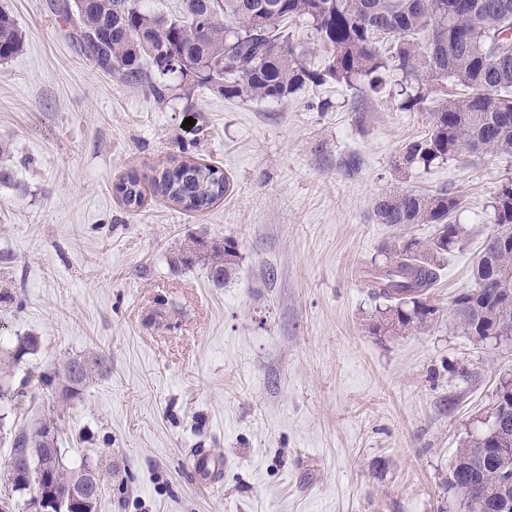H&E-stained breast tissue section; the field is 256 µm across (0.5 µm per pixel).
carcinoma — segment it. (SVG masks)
<instances>
[{"label":"carcinoma","instance_id":"1","mask_svg":"<svg viewBox=\"0 0 512 512\" xmlns=\"http://www.w3.org/2000/svg\"><path fill=\"white\" fill-rule=\"evenodd\" d=\"M127 0H56L55 13L72 28L80 52L97 68L129 85L148 83L165 99L179 87L210 86L226 98L281 100L326 78L357 82L378 91L391 72L411 80L403 105L429 112L428 134L411 142L405 158L425 167L469 153L512 156V50L497 52L491 39L512 29V0H266L275 7L267 23L253 25L260 0H182L181 17L167 21L146 9L127 11ZM212 14L207 38L196 35V15ZM303 21L329 49L318 71L295 51L288 28ZM163 39L166 67L145 51L142 41ZM23 31L14 16L0 9V61L15 55ZM154 194L193 211L210 208L228 189L224 173L184 160L166 167L151 180ZM132 210L145 195L139 178L129 175L115 185ZM458 200L446 191L401 190L379 196L374 215L381 224H435L438 233L427 243L395 246L386 261L366 271L367 284L386 307L378 311L373 331L379 334L422 329L436 307L425 295L437 282L438 262L459 242L465 228L451 220ZM495 233L487 237L484 255L473 268L472 288L451 301L453 321L466 335L481 339L512 337V180L494 198ZM213 282L222 283L237 265L234 245L210 243L206 249ZM29 336L15 347L0 340V366L35 351ZM108 369L106 358L72 359L41 382L61 381L60 401L70 405L92 378ZM496 425L457 450L445 483L448 512H512V488L502 489L505 456H512V402L496 404ZM37 425L11 431V461L29 460L31 449L53 457L57 479L76 484L92 476L100 493L106 485L97 467L63 463L58 434L35 442Z\"/></svg>","mask_w":512,"mask_h":512}]
</instances>
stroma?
<instances>
[{"label":"stroma","instance_id":"stroma-1","mask_svg":"<svg viewBox=\"0 0 512 512\" xmlns=\"http://www.w3.org/2000/svg\"><path fill=\"white\" fill-rule=\"evenodd\" d=\"M52 3L0 0L26 32L0 64V145L26 186L0 184V335L40 340L10 371L29 398L12 424L57 416L65 464L111 471L97 512H441L458 448L512 379V341L449 314L512 157L407 166L429 118L403 108L398 73L377 93L329 78L278 102L158 101L90 63ZM184 159L228 178L210 209L117 195ZM398 188L451 192L466 234L429 291L434 324L380 336L367 268L436 233L378 223L375 199ZM196 238L236 247L224 284L201 260L170 268ZM98 354L108 371L60 408L40 373ZM115 188L116 193L130 209L135 210L143 205L145 195L142 184L136 175L127 176L117 183Z\"/></svg>","mask_w":512,"mask_h":512}]
</instances>
